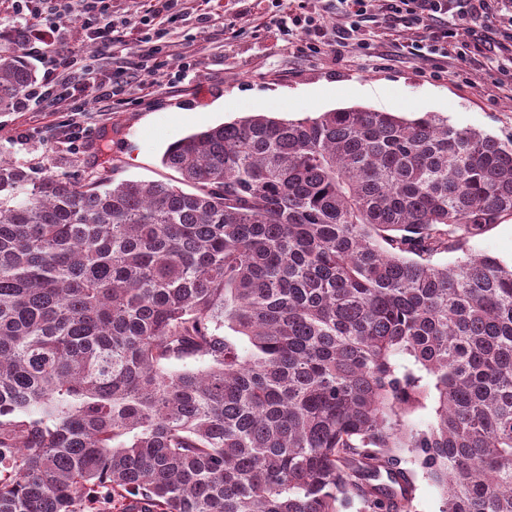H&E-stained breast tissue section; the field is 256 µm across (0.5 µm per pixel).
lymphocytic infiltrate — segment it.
<instances>
[{
  "instance_id": "f902f5d3",
  "label": "lymphocytic infiltrate",
  "mask_w": 512,
  "mask_h": 512,
  "mask_svg": "<svg viewBox=\"0 0 512 512\" xmlns=\"http://www.w3.org/2000/svg\"><path fill=\"white\" fill-rule=\"evenodd\" d=\"M186 0H142L137 26L128 35L116 34L107 15L112 0H14L17 15L34 18L40 23L33 38L52 42L44 60L55 77L28 96L35 109L48 112L53 107L68 105L74 118L68 125V142L78 148L86 130L78 116L90 100L109 102L123 95L125 83L140 82L142 96L153 93L145 78L154 73L161 56L171 57L178 74H185L195 65L189 48H174L170 25L182 11ZM343 23L338 31H329L322 16L302 12L291 21L278 24L286 44L305 40L312 52L323 48L346 47L360 30L368 12L369 0H340ZM380 9L391 25L403 26L412 33L405 47L410 55L421 60L455 54L461 64H470L475 57L492 54L507 61L506 81L512 82V0H381ZM75 20L90 43L107 50L109 64L89 58L76 64L75 55L62 46L60 31L65 20ZM467 24L466 34H459V24ZM139 46L136 58L123 52L126 40Z\"/></svg>"
}]
</instances>
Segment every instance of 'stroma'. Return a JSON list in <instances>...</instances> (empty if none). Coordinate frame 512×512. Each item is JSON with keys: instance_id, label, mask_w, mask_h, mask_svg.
Wrapping results in <instances>:
<instances>
[{"instance_id": "35a3bbf8", "label": "stroma", "mask_w": 512, "mask_h": 512, "mask_svg": "<svg viewBox=\"0 0 512 512\" xmlns=\"http://www.w3.org/2000/svg\"><path fill=\"white\" fill-rule=\"evenodd\" d=\"M215 9L216 21L207 28L191 12L172 23L173 40L193 45L197 65L182 80L170 67L154 75L152 103L139 102L134 83L113 107L90 102L81 115L88 133L77 151L64 137L71 118L66 107L0 112V159L36 177L51 162L79 182L103 175L173 183L179 175L162 165L161 156L191 132L252 112L286 120L354 105L388 112L396 100L404 102L407 118L436 112L455 127L512 140V88L496 87L494 59H481L464 75L452 55L428 62L396 57L393 31L375 7L360 31L363 46H348L337 56L280 40L274 20L298 13L296 0H259L247 10L240 0H217ZM280 98L290 100L291 109L276 108Z\"/></svg>"}]
</instances>
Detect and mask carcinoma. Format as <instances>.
Returning a JSON list of instances; mask_svg holds the SVG:
<instances>
[{
  "instance_id": "obj_1",
  "label": "carcinoma",
  "mask_w": 512,
  "mask_h": 512,
  "mask_svg": "<svg viewBox=\"0 0 512 512\" xmlns=\"http://www.w3.org/2000/svg\"><path fill=\"white\" fill-rule=\"evenodd\" d=\"M162 164L194 191L0 161V512H412L410 462L440 512H512V265L473 246L512 143L347 107Z\"/></svg>"
}]
</instances>
